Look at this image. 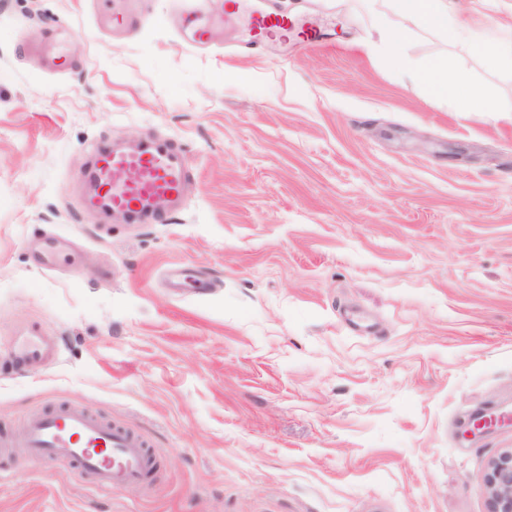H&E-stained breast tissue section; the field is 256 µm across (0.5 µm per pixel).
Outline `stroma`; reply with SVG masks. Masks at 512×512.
Returning <instances> with one entry per match:
<instances>
[{"label": "stroma", "instance_id": "obj_1", "mask_svg": "<svg viewBox=\"0 0 512 512\" xmlns=\"http://www.w3.org/2000/svg\"><path fill=\"white\" fill-rule=\"evenodd\" d=\"M225 3L195 46L184 0H0V436L83 406L158 462L102 493L16 448L0 512H493L512 419L461 433L512 411V67L395 15L391 58L371 0H273L323 42L252 50ZM457 6L470 38L512 29ZM431 58L495 111L406 86ZM145 135L189 155L188 195L101 223L89 147ZM28 333L54 364L20 369Z\"/></svg>", "mask_w": 512, "mask_h": 512}]
</instances>
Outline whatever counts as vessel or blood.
<instances>
[{
  "label": "vessel or blood",
  "mask_w": 512,
  "mask_h": 512,
  "mask_svg": "<svg viewBox=\"0 0 512 512\" xmlns=\"http://www.w3.org/2000/svg\"><path fill=\"white\" fill-rule=\"evenodd\" d=\"M184 22L195 43L207 40L209 23L202 9H194ZM249 25L256 47L279 31L295 29L279 13L251 16ZM91 157L84 175L90 186L86 201L103 217L120 214L129 222L150 224L158 220L161 205L178 207L189 190L191 160L169 139L145 137L128 148L98 142ZM19 348L34 364L53 354L51 344L39 339L23 341ZM16 443L46 466L68 462L98 491L148 484L157 471V461L140 437L85 407L61 405L32 415L18 441L0 442V452L8 453Z\"/></svg>",
  "instance_id": "vessel-or-blood-1"
}]
</instances>
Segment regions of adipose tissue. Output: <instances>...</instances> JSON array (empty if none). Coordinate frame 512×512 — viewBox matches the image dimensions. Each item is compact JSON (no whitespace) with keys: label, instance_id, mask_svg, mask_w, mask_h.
Listing matches in <instances>:
<instances>
[{"label":"adipose tissue","instance_id":"1","mask_svg":"<svg viewBox=\"0 0 512 512\" xmlns=\"http://www.w3.org/2000/svg\"><path fill=\"white\" fill-rule=\"evenodd\" d=\"M397 14L416 17L430 29L451 30L457 20L454 0H389ZM410 87L450 101L458 112H491L495 106L481 90L475 88L467 72L449 70L446 62L432 59L407 76Z\"/></svg>","mask_w":512,"mask_h":512}]
</instances>
